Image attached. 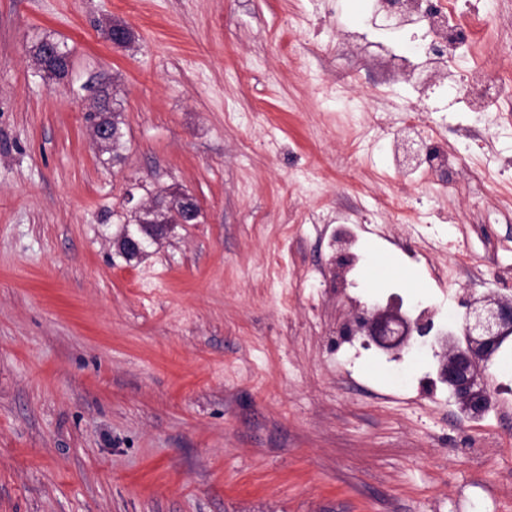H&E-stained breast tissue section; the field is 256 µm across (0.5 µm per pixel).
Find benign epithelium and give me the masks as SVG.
Instances as JSON below:
<instances>
[{
  "label": "benign epithelium",
  "mask_w": 512,
  "mask_h": 512,
  "mask_svg": "<svg viewBox=\"0 0 512 512\" xmlns=\"http://www.w3.org/2000/svg\"><path fill=\"white\" fill-rule=\"evenodd\" d=\"M105 37L113 47L124 48L135 34L130 27L114 22L105 29ZM125 201L132 210L143 215L139 232L126 231L116 241L118 252L131 262L142 255L147 240L166 234L169 225L155 197L138 199L130 189ZM359 325L374 339L412 335V327L404 324L400 313L394 309L366 310L359 316ZM463 334L465 346L450 343L442 354L444 380L462 409L479 414L488 407L491 398L486 364L501 342L512 335V298L488 295L470 300L463 318Z\"/></svg>",
  "instance_id": "benign-epithelium-1"
}]
</instances>
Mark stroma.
Listing matches in <instances>:
<instances>
[{"mask_svg": "<svg viewBox=\"0 0 512 512\" xmlns=\"http://www.w3.org/2000/svg\"><path fill=\"white\" fill-rule=\"evenodd\" d=\"M360 2L0 0V512H512V468L469 448L512 420L471 429L369 357L345 376L351 310L308 277L335 278L338 219L451 222L466 293L512 294V95L480 137L395 85L393 120H437L462 159L402 180L368 98L385 75L342 40L382 23ZM44 37L66 78L33 68ZM103 84L115 165L86 120ZM137 182L200 215L129 263L112 240ZM360 249L368 289L436 295L394 243ZM47 41H54V40L42 39V40L38 41L37 43H35L32 46L33 55H39L41 53L42 46ZM54 42H57V41H54ZM57 43L59 44L60 52L57 57L52 58L48 61L49 67L51 68L48 73L51 74V75H49L51 77L55 76L58 79H63L69 72L70 52H69V50L66 49L64 44H61L59 42H57ZM104 112H107V117L104 116ZM104 112H95L92 115L91 112L87 114V120L91 119H102L104 123L109 127L110 134L107 138V142L101 148L103 154H109V159L113 161H119L122 158V150L125 148V134L120 127L123 122L119 120L121 111L117 108H112V102L104 108Z\"/></svg>", "mask_w": 512, "mask_h": 512, "instance_id": "obj_1", "label": "stroma"}]
</instances>
